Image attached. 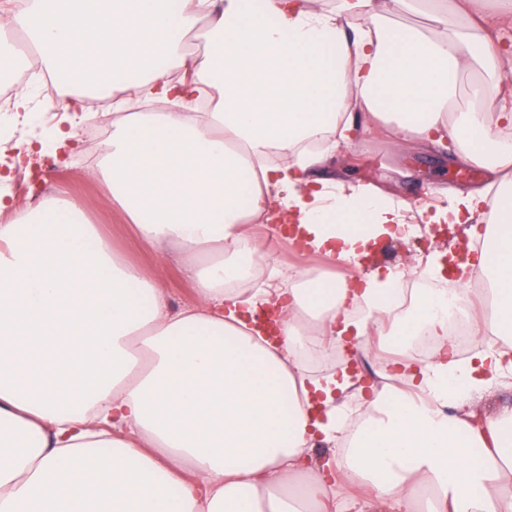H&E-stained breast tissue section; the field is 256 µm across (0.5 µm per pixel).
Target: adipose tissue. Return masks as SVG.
Wrapping results in <instances>:
<instances>
[{"label":"adipose tissue","mask_w":512,"mask_h":512,"mask_svg":"<svg viewBox=\"0 0 512 512\" xmlns=\"http://www.w3.org/2000/svg\"><path fill=\"white\" fill-rule=\"evenodd\" d=\"M424 1L430 27L392 24L393 10ZM244 2L195 0L177 14L171 0H25L0 20V65L17 61L19 32L61 86L160 104L117 120L96 172L141 240L195 254L200 300L170 311L67 193L0 224V512H341L350 487L364 493L358 512H416L424 489L427 512H512V408L480 426L464 410L512 369V91L502 87L512 52L501 25L512 0L487 12L480 0H264L260 13ZM202 18L194 79L161 76L157 61L183 66L184 36ZM468 76L474 105L448 122ZM205 85L221 89L213 111H190ZM379 120L405 140L451 138L449 163L491 171L489 187L429 217L466 224L495 211L459 283L489 284L492 315L474 332L501 344L466 363L448 358L435 295L393 324L396 274H371L360 292L296 268L244 285L263 263L251 213L345 262L403 233L404 206L318 173L355 124ZM273 150L289 163H267ZM393 331L442 348L406 389L375 392L342 483L314 474L295 496L315 435L342 441L337 398L352 385L345 373L308 377L306 346L351 336L367 352ZM184 467L199 483L181 481Z\"/></svg>","instance_id":"obj_1"}]
</instances>
